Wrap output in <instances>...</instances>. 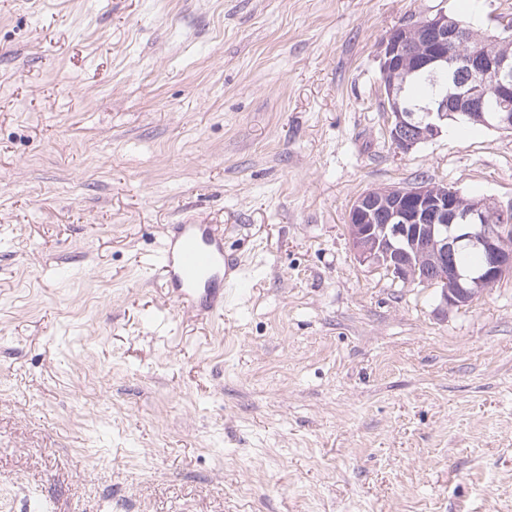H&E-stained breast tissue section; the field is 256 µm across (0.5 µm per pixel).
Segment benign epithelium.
Masks as SVG:
<instances>
[{
  "instance_id": "benign-epithelium-1",
  "label": "benign epithelium",
  "mask_w": 512,
  "mask_h": 512,
  "mask_svg": "<svg viewBox=\"0 0 512 512\" xmlns=\"http://www.w3.org/2000/svg\"><path fill=\"white\" fill-rule=\"evenodd\" d=\"M491 50L464 23L441 10L404 23L385 35L378 56L381 88L389 115L393 149L408 153L439 137L448 121L463 118L498 130H512V37H496ZM423 71L436 80L448 77V91L430 105L405 102L395 74ZM497 220V225L490 220ZM348 234L360 262L387 270L399 280L429 274L450 278L442 304H469L512 272V205L489 198H468L446 185L419 182L379 187L359 196L348 216ZM469 247L483 264L461 270L456 252Z\"/></svg>"
}]
</instances>
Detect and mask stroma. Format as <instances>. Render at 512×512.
Here are the masks:
<instances>
[{
  "label": "stroma",
  "instance_id": "obj_1",
  "mask_svg": "<svg viewBox=\"0 0 512 512\" xmlns=\"http://www.w3.org/2000/svg\"><path fill=\"white\" fill-rule=\"evenodd\" d=\"M461 0H0V512H512V275L356 257L421 180L512 206V131L392 148L381 38ZM226 228L210 325L154 274Z\"/></svg>",
  "mask_w": 512,
  "mask_h": 512
}]
</instances>
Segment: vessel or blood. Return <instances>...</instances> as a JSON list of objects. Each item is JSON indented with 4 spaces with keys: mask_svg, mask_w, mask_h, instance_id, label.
<instances>
[{
    "mask_svg": "<svg viewBox=\"0 0 512 512\" xmlns=\"http://www.w3.org/2000/svg\"><path fill=\"white\" fill-rule=\"evenodd\" d=\"M161 276L167 296L201 320L223 317L238 267L224 252V227L187 221L169 225Z\"/></svg>",
    "mask_w": 512,
    "mask_h": 512,
    "instance_id": "b4317fda",
    "label": "vessel or blood"
}]
</instances>
